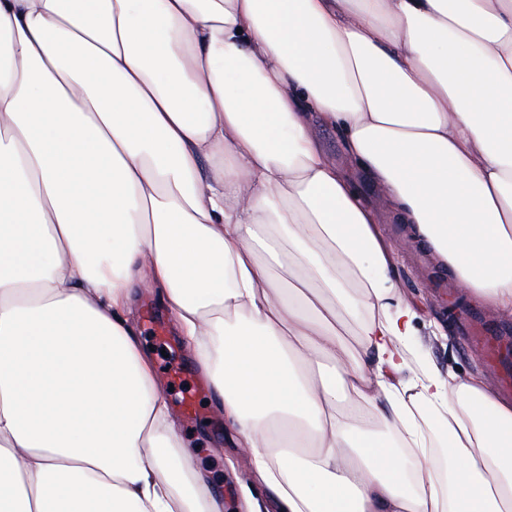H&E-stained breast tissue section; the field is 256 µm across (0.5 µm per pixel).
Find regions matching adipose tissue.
Wrapping results in <instances>:
<instances>
[{
	"label": "adipose tissue",
	"mask_w": 512,
	"mask_h": 512,
	"mask_svg": "<svg viewBox=\"0 0 512 512\" xmlns=\"http://www.w3.org/2000/svg\"><path fill=\"white\" fill-rule=\"evenodd\" d=\"M315 123L512 315V0H0V512H222L147 293L245 512H512V402L411 367L396 252ZM150 313L154 320L161 324L167 336L173 339L168 331L171 324V316L169 312L160 307L151 297H145L139 301V330L140 340L143 347L151 354L156 365L157 374L163 381L166 389L168 400L175 410L179 421L183 440L187 448L194 454L198 466L207 473L215 488L224 499V511L234 508L237 512L242 511L240 508L241 494L240 484L250 481L247 468V459L245 453L240 448H230L226 435H224L222 418L219 416L215 408L210 404L209 388L206 397L200 403V414L197 419H189L179 409V401L182 392L189 384L202 381L197 364L191 359L186 349L182 348V362L185 367L183 369L180 362L172 365V376L177 379L187 377L186 382L176 384L170 374V357L167 351L159 346L153 339L152 335L147 331L146 316ZM154 348V351H151ZM165 350V355H162ZM205 383V382H204ZM173 384V387H170ZM182 407L184 411L193 416L196 414V391L189 388L182 395ZM210 420V423H206ZM220 448V451H217ZM229 456L236 458V469L232 471L226 466V459ZM225 463V464H224Z\"/></svg>",
	"instance_id": "ef3b65f1"
}]
</instances>
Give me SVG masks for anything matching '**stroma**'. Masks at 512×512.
I'll list each match as a JSON object with an SVG mask.
<instances>
[{"label":"stroma","instance_id":"35a3bbf8","mask_svg":"<svg viewBox=\"0 0 512 512\" xmlns=\"http://www.w3.org/2000/svg\"><path fill=\"white\" fill-rule=\"evenodd\" d=\"M314 133L325 153L350 176L360 195L375 210L382 234L397 248L402 291L422 315L418 322L417 343L429 362L443 373L450 370L460 374L474 370L485 372L484 361L459 335L455 318L448 315L447 302L431 286L430 278L438 274V267L432 265L430 260L422 259L420 250L405 239L402 225L388 221L382 189L368 181L352 164L336 130L319 125ZM438 327L447 330V338L435 336L434 330ZM140 340L144 348L150 349L157 374L168 386L167 396L171 406H178L186 383L201 379L197 364L190 354H183L187 381L175 383L169 371L170 361L157 348L152 335L148 331H141ZM180 428L186 447L192 451L198 466L207 473L223 497L226 512H235L241 504L240 486L250 479L247 459L240 449L229 446L220 417L209 400L201 401L198 418H181ZM230 456L236 459V466L232 469L225 464Z\"/></svg>","mask_w":512,"mask_h":512}]
</instances>
